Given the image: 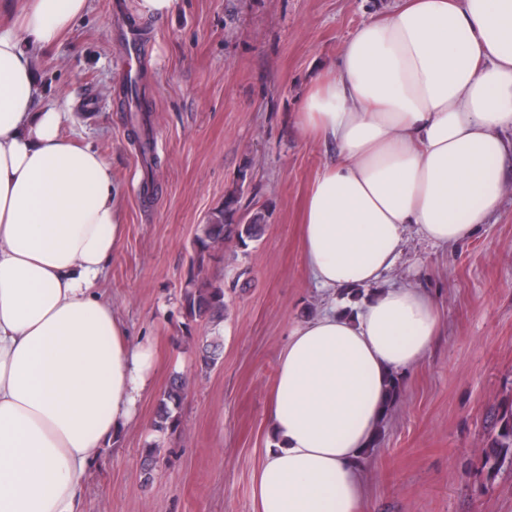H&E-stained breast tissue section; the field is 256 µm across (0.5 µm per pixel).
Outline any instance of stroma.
Returning a JSON list of instances; mask_svg holds the SVG:
<instances>
[{
    "label": "stroma",
    "instance_id": "35a3bbf8",
    "mask_svg": "<svg viewBox=\"0 0 512 512\" xmlns=\"http://www.w3.org/2000/svg\"><path fill=\"white\" fill-rule=\"evenodd\" d=\"M399 0H176L155 20L136 0H90L50 48L29 52L46 100L69 114L63 133L112 166L126 224L100 286L135 341L157 352L155 383L133 424L99 451L80 512H257L253 478L271 443L269 414L289 332L324 309L302 252L305 200L332 151L303 134L306 89L335 75L348 35ZM139 26L157 163L131 143L121 31ZM243 211L263 212L261 238L224 249L203 276L224 285L221 322L184 330L180 300L200 225L224 203L243 164ZM499 211L458 246L408 234L385 285L439 303L441 333L400 374L376 445L362 459V512H512V460L480 456L512 404V163ZM218 342L208 370L200 348ZM188 383L177 433L152 421L173 373ZM159 442L152 472L144 450Z\"/></svg>",
    "mask_w": 512,
    "mask_h": 512
}]
</instances>
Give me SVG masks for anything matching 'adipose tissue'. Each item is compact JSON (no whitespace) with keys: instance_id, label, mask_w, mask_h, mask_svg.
Masks as SVG:
<instances>
[{"instance_id":"obj_1","label":"adipose tissue","mask_w":512,"mask_h":512,"mask_svg":"<svg viewBox=\"0 0 512 512\" xmlns=\"http://www.w3.org/2000/svg\"><path fill=\"white\" fill-rule=\"evenodd\" d=\"M89 0H0V512H77L101 448L135 419L155 354L97 284L124 232L112 166L65 137L30 47L55 45ZM307 91L302 130L336 154L305 205L318 289L369 287L408 232L470 240L498 212L512 150V0H402L344 41ZM437 305L410 284L297 324L254 478L258 512H360V460L394 372L423 359Z\"/></svg>"}]
</instances>
